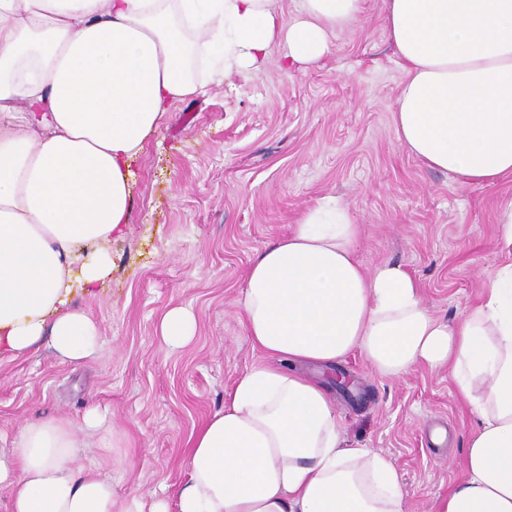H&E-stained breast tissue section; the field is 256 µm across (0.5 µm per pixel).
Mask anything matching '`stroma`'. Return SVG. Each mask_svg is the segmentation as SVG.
Here are the masks:
<instances>
[{
    "label": "stroma",
    "instance_id": "stroma-1",
    "mask_svg": "<svg viewBox=\"0 0 512 512\" xmlns=\"http://www.w3.org/2000/svg\"><path fill=\"white\" fill-rule=\"evenodd\" d=\"M382 12L383 0H366L362 20L337 31L317 62L283 73L276 47L262 71L172 106L132 164L131 222L111 245L110 282L74 301L98 324L96 353L69 362L45 341L1 358L0 448L27 419L77 423L95 405L117 447L104 459L98 434L82 433L77 464L98 467L120 497L149 505L162 491L175 500L190 435L223 408L245 369L266 360L240 320L247 272L325 195L363 225L366 269L403 265L448 323L476 302L499 261L496 208L512 198V176L462 186L399 144L392 109L404 70ZM179 306L193 313L196 333L174 349L160 322ZM341 366L355 382L336 394L347 446L394 459L407 512H432L463 474L474 425L447 371L387 378L357 354Z\"/></svg>",
    "mask_w": 512,
    "mask_h": 512
}]
</instances>
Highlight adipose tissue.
Instances as JSON below:
<instances>
[{"instance_id": "1", "label": "adipose tissue", "mask_w": 512, "mask_h": 512, "mask_svg": "<svg viewBox=\"0 0 512 512\" xmlns=\"http://www.w3.org/2000/svg\"><path fill=\"white\" fill-rule=\"evenodd\" d=\"M366 0H0V356L50 336L77 361L99 327L74 309L112 277V239L130 223L133 160L173 103L217 72L261 71L329 54ZM383 28L405 72L392 121L426 167L471 185L512 176V0H383ZM362 227L332 195L297 215L254 259L240 300L253 346L270 356L237 378L193 433L189 477L151 512H406L393 460L343 445L332 392L304 366L365 357L381 376L447 369L476 424L464 478L433 512H512V198L497 211L501 260L456 322L436 317L416 278L388 262L366 271ZM25 421L0 452L10 512L116 508L112 482L72 465L80 430ZM102 432V430H101ZM103 452L112 433L102 432Z\"/></svg>"}]
</instances>
